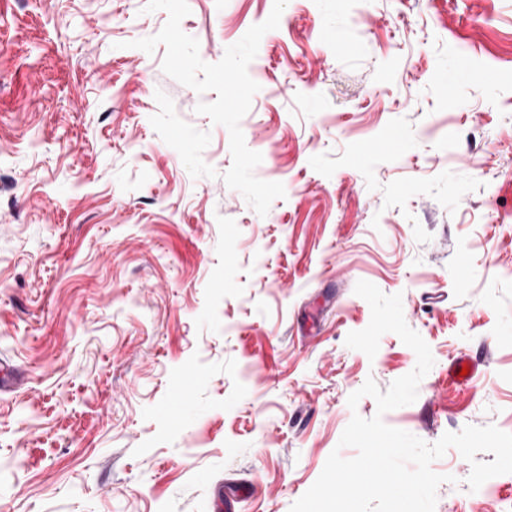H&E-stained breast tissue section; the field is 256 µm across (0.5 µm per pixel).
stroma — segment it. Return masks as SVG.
I'll return each mask as SVG.
<instances>
[{
	"mask_svg": "<svg viewBox=\"0 0 512 512\" xmlns=\"http://www.w3.org/2000/svg\"><path fill=\"white\" fill-rule=\"evenodd\" d=\"M147 0H0V512H290L352 415L411 372L358 281L401 294L435 363L384 422L425 442L512 433V0H288L240 127L285 187L223 180L228 130L135 40ZM201 58L273 0H188ZM476 366L445 387L459 356ZM191 388H184V379ZM435 512H505L456 449Z\"/></svg>",
	"mask_w": 512,
	"mask_h": 512,
	"instance_id": "1",
	"label": "stroma"
}]
</instances>
